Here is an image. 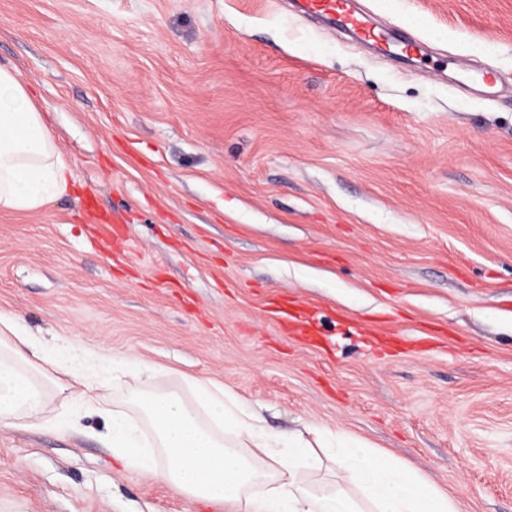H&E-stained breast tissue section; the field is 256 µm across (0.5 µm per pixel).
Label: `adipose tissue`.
<instances>
[{
    "label": "adipose tissue",
    "mask_w": 512,
    "mask_h": 512,
    "mask_svg": "<svg viewBox=\"0 0 512 512\" xmlns=\"http://www.w3.org/2000/svg\"><path fill=\"white\" fill-rule=\"evenodd\" d=\"M74 178L18 72L0 65V211L38 209ZM49 351L0 318V428L49 420L50 378L69 392L71 413L49 420L61 433L77 426V411L99 415L109 424L106 444L128 471L155 474L221 512H460L448 490L391 453L339 436L316 454L303 433L269 429L215 383L186 375L180 388L135 392L124 410L97 368L128 369L139 381L153 376L152 365L69 341L62 359ZM324 471L331 481L311 487L308 477Z\"/></svg>",
    "instance_id": "obj_1"
}]
</instances>
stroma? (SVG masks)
<instances>
[{"label":"stroma","instance_id":"1","mask_svg":"<svg viewBox=\"0 0 512 512\" xmlns=\"http://www.w3.org/2000/svg\"><path fill=\"white\" fill-rule=\"evenodd\" d=\"M428 51L397 63L285 0H0L70 163L0 213V314L231 389L267 426L344 432L512 512V0H359ZM448 57L465 69L441 72ZM497 86L468 75L485 66ZM95 196L129 243L82 217ZM289 293L325 348L282 334ZM399 332L376 354L356 325ZM83 416L0 429V512H215L105 448Z\"/></svg>","mask_w":512,"mask_h":512}]
</instances>
